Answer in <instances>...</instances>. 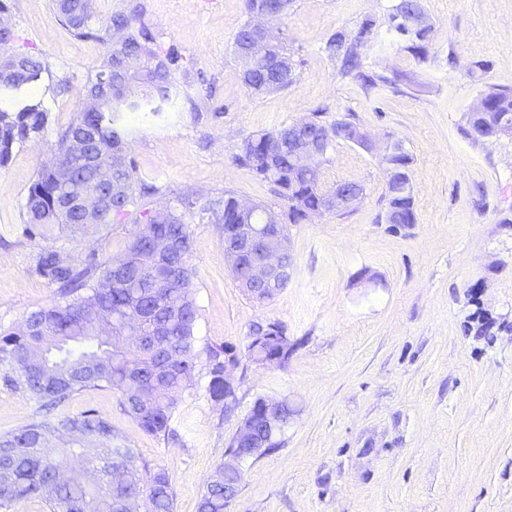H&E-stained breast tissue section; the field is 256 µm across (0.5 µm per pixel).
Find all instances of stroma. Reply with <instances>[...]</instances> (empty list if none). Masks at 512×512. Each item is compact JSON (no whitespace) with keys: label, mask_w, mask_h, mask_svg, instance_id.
<instances>
[{"label":"stroma","mask_w":512,"mask_h":512,"mask_svg":"<svg viewBox=\"0 0 512 512\" xmlns=\"http://www.w3.org/2000/svg\"><path fill=\"white\" fill-rule=\"evenodd\" d=\"M15 47L43 56L50 72L35 92L49 113L44 133L17 146L0 169V326L18 325L57 301L28 272L35 242L22 234L27 190L55 154L58 130L86 104L85 86L108 54L79 39L52 0H4ZM142 22L161 51L177 50L185 102L125 125L138 182L155 186L149 208L225 191L274 203L268 183L237 164L241 140L314 111L351 120L373 140H336L320 183L354 181L363 201L288 227L287 286L257 303L237 288L224 261V227L190 218L199 310L197 334L244 346L251 323H283L295 347L283 366H248L234 417L203 386L183 395L175 444L144 433L117 393L88 389L58 407L109 417L151 466L165 469L176 512L197 501L239 419L260 396L298 408L277 452L247 462L226 512H512V137L472 142L465 115L487 88L512 90V0H424L432 24L417 60L388 24L396 0H294L277 23L299 63L288 88L253 96L233 54L247 21L245 0H141ZM371 34L360 36L365 20ZM361 38L366 86L342 73L326 43L336 32ZM488 64L477 74L479 64ZM402 142L412 159L417 220H385L386 177L379 142ZM133 219L62 237L64 252L117 255ZM0 365V433L38 418L42 403L6 386Z\"/></svg>","instance_id":"35a3bbf8"}]
</instances>
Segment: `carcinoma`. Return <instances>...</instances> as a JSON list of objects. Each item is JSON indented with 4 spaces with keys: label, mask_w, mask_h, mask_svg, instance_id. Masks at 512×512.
Listing matches in <instances>:
<instances>
[{
    "label": "carcinoma",
    "mask_w": 512,
    "mask_h": 512,
    "mask_svg": "<svg viewBox=\"0 0 512 512\" xmlns=\"http://www.w3.org/2000/svg\"><path fill=\"white\" fill-rule=\"evenodd\" d=\"M272 23L287 14L279 0L258 3ZM423 7L422 0H397L389 16L395 33L418 59L427 54L429 35H413L394 23V18ZM61 23L78 38L93 35L89 0H55ZM141 6L130 0L127 8L112 14L101 27L100 39L109 44L106 60L85 92L96 89L103 75L112 73V90L99 100L95 111L78 112L69 125L57 132L56 156L69 178L55 166L44 167L27 191L23 235L39 238L31 255L30 274L56 288L58 302L30 312L20 328L0 332V364L10 373L4 382L55 408L73 394L88 388L109 387L121 394L120 409L147 434L169 442L177 437L173 421L184 390L206 379V393L216 405L224 403V354L236 346L201 342L196 334L198 307L188 264L177 278L161 263H143L140 256L152 250L159 238L168 240L188 259L192 246L190 223L185 213H213L219 224H240L238 197L225 191L217 200L185 198L181 208L148 211L142 199L155 192L136 184L134 163L127 150V112H162L179 96L177 72L180 56L169 51L160 57L155 37L140 20ZM328 48L343 57V71L351 75L360 68L357 43L338 32ZM8 72L0 78V167L7 165L13 148L49 122L48 112L34 96L33 87L49 71L45 59L19 49L0 55ZM297 63L285 50L255 58L242 80L254 96L288 88L296 78ZM483 125L490 133L512 126V91L490 87L483 91ZM314 125L333 136L345 138L353 121L329 124L322 110L311 113ZM85 133L92 144L114 147L108 155H77L70 152L73 135ZM286 130L263 132L244 138L235 161L272 186L273 194L288 208V221L299 224L303 214L322 204L325 190L318 173L303 177L294 173L283 156L269 169V143ZM384 169L407 170L411 158L392 153L381 158ZM113 186L112 208L100 211L92 225L102 227L136 213L142 222L119 257L91 250L68 257L56 246L61 234L87 223L86 216L65 209L67 195L95 193ZM386 215L401 224L416 223L410 177L386 180ZM266 335L246 336L241 355L262 367L282 366L293 344L287 328L278 321L264 322ZM282 434H274L268 447L243 448L237 453L257 460L279 450ZM243 469H226L219 462L204 486L197 512H224V497L239 490ZM42 500L50 512H139L146 500L151 512H175L176 493L170 475L150 468L137 449L95 409L75 416H44L24 427L0 435V512H13L16 505Z\"/></svg>",
    "instance_id": "carcinoma-1"
}]
</instances>
